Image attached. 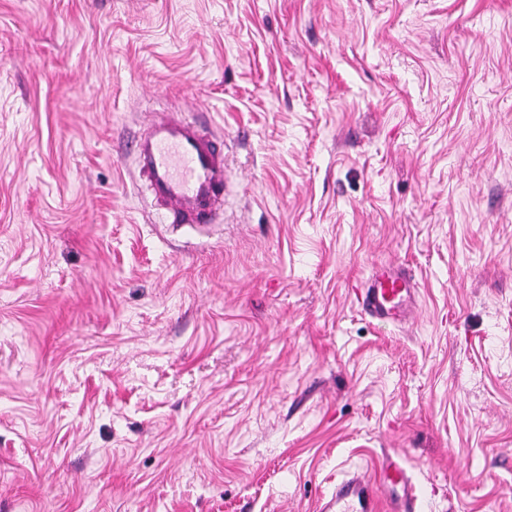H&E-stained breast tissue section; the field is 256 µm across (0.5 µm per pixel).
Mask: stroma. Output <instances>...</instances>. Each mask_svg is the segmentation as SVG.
Masks as SVG:
<instances>
[{"label": "stroma", "mask_w": 512, "mask_h": 512, "mask_svg": "<svg viewBox=\"0 0 512 512\" xmlns=\"http://www.w3.org/2000/svg\"><path fill=\"white\" fill-rule=\"evenodd\" d=\"M176 107L195 230L133 169ZM387 453L512 512V0H0V512H316ZM139 187L174 228L213 224L232 187L230 167L214 134L183 111L154 114L135 140ZM418 282L395 264H376L359 288L361 311L394 324L410 321L417 312Z\"/></svg>", "instance_id": "35a3bbf8"}]
</instances>
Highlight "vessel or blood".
Returning <instances> with one entry per match:
<instances>
[{"label": "vessel or blood", "instance_id": "1", "mask_svg": "<svg viewBox=\"0 0 512 512\" xmlns=\"http://www.w3.org/2000/svg\"><path fill=\"white\" fill-rule=\"evenodd\" d=\"M139 187L150 206L173 227L213 223L232 186L226 155L214 134L183 112L153 115L135 141ZM417 281L394 264L374 265L359 290L371 318L394 324L417 312ZM418 490L403 462L384 455L374 471L345 473L318 512H417Z\"/></svg>", "mask_w": 512, "mask_h": 512}]
</instances>
